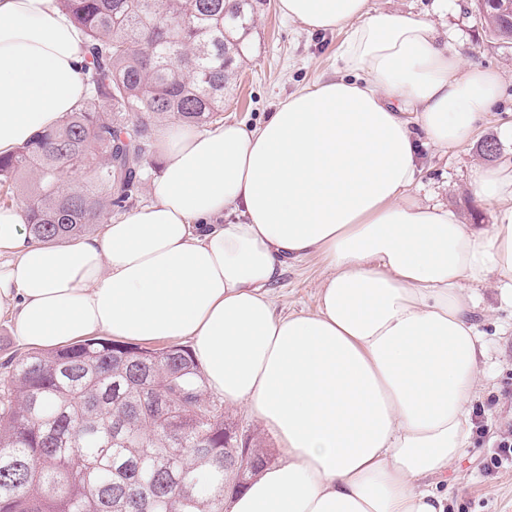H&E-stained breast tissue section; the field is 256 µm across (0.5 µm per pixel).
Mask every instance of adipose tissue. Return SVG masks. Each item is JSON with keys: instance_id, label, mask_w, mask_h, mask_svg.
Returning a JSON list of instances; mask_svg holds the SVG:
<instances>
[{"instance_id": "obj_1", "label": "adipose tissue", "mask_w": 512, "mask_h": 512, "mask_svg": "<svg viewBox=\"0 0 512 512\" xmlns=\"http://www.w3.org/2000/svg\"><path fill=\"white\" fill-rule=\"evenodd\" d=\"M278 10L344 32L342 75L255 126H159L152 203L98 234L47 244L25 208L0 205V314L43 349L190 339L208 388L283 455L229 512H448L439 481L475 437L487 360L476 286L512 308V161L472 172L496 206L485 226L412 189L426 149L472 141L500 74L373 0ZM87 54L57 0H0V155L75 108ZM314 255L316 310L278 313L274 285Z\"/></svg>"}]
</instances>
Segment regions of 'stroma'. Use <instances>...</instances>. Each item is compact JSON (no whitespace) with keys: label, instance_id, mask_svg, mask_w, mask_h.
I'll return each instance as SVG.
<instances>
[{"label":"stroma","instance_id":"obj_1","mask_svg":"<svg viewBox=\"0 0 512 512\" xmlns=\"http://www.w3.org/2000/svg\"><path fill=\"white\" fill-rule=\"evenodd\" d=\"M390 11L412 13L432 21L449 44L502 75L500 99L488 112L474 140L461 147L428 149L416 194L420 200L448 205L465 224H488L493 204L470 187L471 169L483 162L479 146L492 137L502 152L512 151V50L492 48L475 16L472 0H376ZM343 33H309L284 19L276 0H264L242 62L224 101V117L248 125L264 121L296 89L333 75L339 65ZM326 270L310 257L288 266L275 286L278 312L290 314L316 307L317 288ZM471 317L488 347L486 385L476 402L484 411L485 429L464 449L443 477L450 493L449 512H512V470L488 472L501 430L512 429V309L500 307L493 286L480 290Z\"/></svg>","mask_w":512,"mask_h":512}]
</instances>
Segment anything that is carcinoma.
<instances>
[{"label": "carcinoma", "instance_id": "1", "mask_svg": "<svg viewBox=\"0 0 512 512\" xmlns=\"http://www.w3.org/2000/svg\"><path fill=\"white\" fill-rule=\"evenodd\" d=\"M59 2L89 44L87 93L0 156V200L19 193L46 243L133 201L156 120H224L254 13L253 0ZM474 7L494 47L512 49V0ZM269 463L180 346L93 337L21 353L0 372V512H224Z\"/></svg>", "mask_w": 512, "mask_h": 512}]
</instances>
